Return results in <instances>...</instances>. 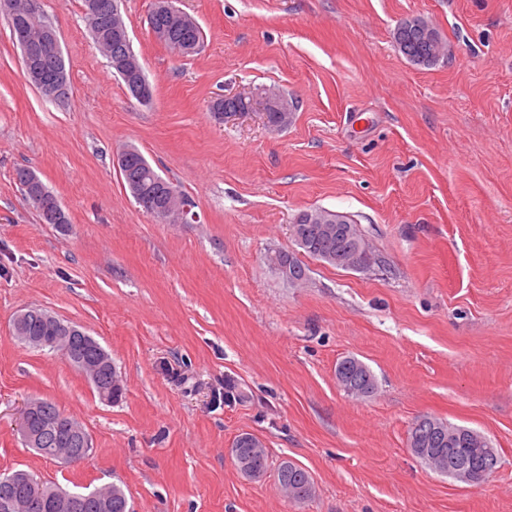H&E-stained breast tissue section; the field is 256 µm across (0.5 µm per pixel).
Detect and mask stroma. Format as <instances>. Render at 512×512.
I'll list each match as a JSON object with an SVG mask.
<instances>
[{
	"label": "stroma",
	"mask_w": 512,
	"mask_h": 512,
	"mask_svg": "<svg viewBox=\"0 0 512 512\" xmlns=\"http://www.w3.org/2000/svg\"><path fill=\"white\" fill-rule=\"evenodd\" d=\"M155 0H123L153 89L138 103L95 48L83 0H45L70 84L57 103L26 78L0 18V474L75 492L120 486L133 512H512V0H175L200 53L156 40ZM421 16L447 57L417 67L393 31ZM278 91L288 128L212 102ZM136 148L196 203L195 224L139 207L113 162ZM34 170L70 218L41 223L16 180ZM354 219L384 261L355 272L308 260L291 287L267 253L294 250L297 213ZM42 308L112 356L121 400L102 401L61 353L11 335ZM377 378L348 395L337 363ZM79 419L92 452L62 465L26 448L24 404ZM431 416L499 453L468 485L408 447ZM248 432L269 468L229 450ZM291 460L310 500L281 492ZM336 379L347 394L356 397H368L377 388L372 370L354 356L345 357L337 364ZM234 446L235 448H230L232 456L236 448H251L253 453H258L259 448H264L262 442L256 436L249 433L239 435L234 441ZM249 451V449H245L240 459H235L236 465L241 472L244 466H247L246 468L253 471V474L247 477L259 478V476L265 474L268 470V454L266 448L262 450L261 454L256 456H250ZM276 476L279 486L293 500L301 502L312 497L314 492L313 479L310 473L300 465L283 460L277 468ZM300 493L303 494L298 495Z\"/></svg>",
	"instance_id": "stroma-1"
}]
</instances>
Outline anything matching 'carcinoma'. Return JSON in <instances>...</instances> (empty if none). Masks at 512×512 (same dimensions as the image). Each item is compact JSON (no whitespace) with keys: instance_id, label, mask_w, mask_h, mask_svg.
<instances>
[{"instance_id":"obj_1","label":"carcinoma","mask_w":512,"mask_h":512,"mask_svg":"<svg viewBox=\"0 0 512 512\" xmlns=\"http://www.w3.org/2000/svg\"><path fill=\"white\" fill-rule=\"evenodd\" d=\"M98 4V18L96 28L89 30L95 45L103 53L110 68H115V62L125 54L124 46L112 37V0H95ZM191 16L181 13L179 16H169L153 9L148 22L161 26L165 32V45L171 50L182 54H195L200 51L203 44V33L199 26L188 30V21ZM435 28L422 18H408L399 22L393 33L394 42L411 63L420 67H431L440 60L437 52ZM219 106L230 112H245L250 109L251 99L240 96L222 97ZM125 187L136 192L135 200L144 211H149L162 204L159 194V182L162 177L150 166L140 152H135L127 168L121 171ZM311 214L321 217L327 214L322 208H312L299 212L293 221L292 236L296 246L307 256L336 268H344V263L364 253L376 256L372 245L358 228L357 223L346 217L341 225L343 231H336V224H321L307 222L303 215ZM288 262L295 268V278L298 281L308 279L307 266L297 258L293 252L278 251L274 260ZM46 310L31 307L27 320L24 322L25 331L32 335H40L43 328V315ZM71 350L89 361L98 358L111 359L110 354L93 337L84 332L72 337ZM336 379L339 386L348 394L356 397H368L377 388V380L372 370L361 360L354 356L342 359L336 366ZM457 432L453 447L457 448V455L463 459L474 453H481L486 448V437L480 433L446 421L423 417L419 419L409 435L408 445L412 454L431 469H436L434 456L440 455L448 458V433ZM58 433L39 435V443L34 450L41 456L58 460L57 453L61 446L57 444ZM234 446L244 449L236 465L247 467L253 471L252 477L257 478L268 470V454L262 451L256 456L249 455V449L263 447L262 442L254 435L243 433L239 435ZM279 486L295 501H305L312 497L314 482L310 473L300 465L283 460L277 472Z\"/></svg>"}]
</instances>
